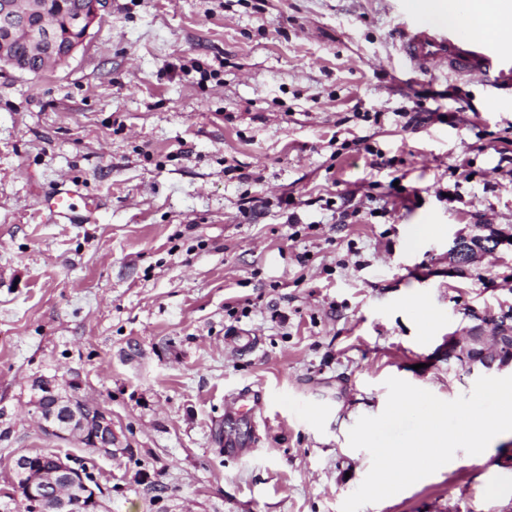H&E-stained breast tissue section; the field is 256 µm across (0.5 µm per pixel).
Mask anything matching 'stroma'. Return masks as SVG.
I'll list each match as a JSON object with an SVG mask.
<instances>
[{
	"label": "stroma",
	"mask_w": 512,
	"mask_h": 512,
	"mask_svg": "<svg viewBox=\"0 0 512 512\" xmlns=\"http://www.w3.org/2000/svg\"><path fill=\"white\" fill-rule=\"evenodd\" d=\"M409 11L109 0L68 64L0 69V512H24L12 458L42 449L85 462L107 512H340L387 378L471 392L480 370L438 352L512 312V247L457 275L448 249L512 234V93L404 66ZM420 107L439 118L404 128ZM64 181L94 221L42 223ZM241 330L256 348H226ZM41 378L108 408L120 454L43 432ZM246 387L262 412L228 421ZM510 453L506 432L362 512H512Z\"/></svg>",
	"instance_id": "1"
}]
</instances>
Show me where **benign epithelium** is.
Masks as SVG:
<instances>
[{
    "instance_id": "obj_1",
    "label": "benign epithelium",
    "mask_w": 512,
    "mask_h": 512,
    "mask_svg": "<svg viewBox=\"0 0 512 512\" xmlns=\"http://www.w3.org/2000/svg\"><path fill=\"white\" fill-rule=\"evenodd\" d=\"M107 7V0H86L73 20L80 35L71 39L64 52L57 53V35L54 21H43L32 25L28 15L18 10L14 0H0V33L5 41L22 34L27 39L40 44L43 66L65 64L82 46L89 30ZM5 65L19 73H31L33 69L25 59H18L4 52L0 53V65ZM486 234L460 236L448 250L450 270L455 273L478 261L482 256L494 253L503 245H512V239L484 226ZM492 335L484 333L483 325L478 324L463 336H449L444 342L448 360H459L470 368L501 371L512 368V314L505 312L492 319ZM55 395V410L44 413L35 410L41 428L55 437L84 444L89 435L99 434L109 443L96 444V452L112 457L122 449L112 447L110 440L116 431L112 427V412L100 407L97 414L85 412L84 399L62 395L50 388ZM13 472L24 481L25 512H102L101 490L93 486L85 477V468L69 457H62L58 466L51 472L38 469L36 459L22 454L12 460Z\"/></svg>"
}]
</instances>
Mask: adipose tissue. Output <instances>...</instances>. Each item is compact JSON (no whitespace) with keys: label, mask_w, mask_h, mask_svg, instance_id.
Segmentation results:
<instances>
[{"label":"adipose tissue","mask_w":512,"mask_h":512,"mask_svg":"<svg viewBox=\"0 0 512 512\" xmlns=\"http://www.w3.org/2000/svg\"><path fill=\"white\" fill-rule=\"evenodd\" d=\"M429 20L465 24L476 37L512 46V0H433Z\"/></svg>","instance_id":"adipose-tissue-1"}]
</instances>
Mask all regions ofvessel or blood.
<instances>
[{"label":"vessel or blood","instance_id":"b4317fda","mask_svg":"<svg viewBox=\"0 0 512 512\" xmlns=\"http://www.w3.org/2000/svg\"><path fill=\"white\" fill-rule=\"evenodd\" d=\"M400 51L407 65L420 74L443 68L460 77L512 90V53L496 42L474 38L462 28L431 22L406 24L401 31ZM81 197L79 186L62 184L43 199L42 219L52 224L85 223L95 206L82 202ZM262 407L251 391L244 390L227 404L226 412L249 420Z\"/></svg>","mask_w":512,"mask_h":512}]
</instances>
